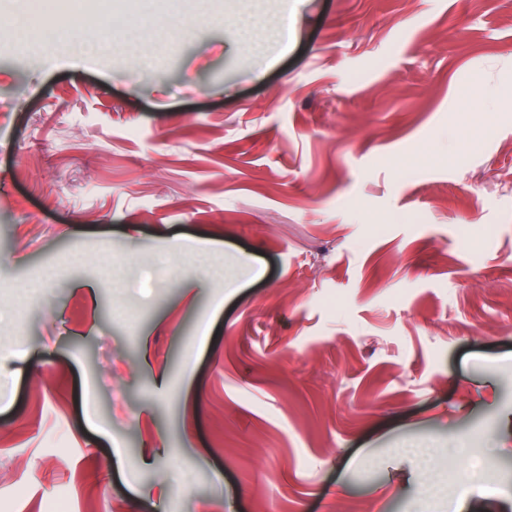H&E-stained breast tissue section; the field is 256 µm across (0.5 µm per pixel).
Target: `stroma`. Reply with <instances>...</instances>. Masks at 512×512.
Instances as JSON below:
<instances>
[{"instance_id": "35a3bbf8", "label": "stroma", "mask_w": 512, "mask_h": 512, "mask_svg": "<svg viewBox=\"0 0 512 512\" xmlns=\"http://www.w3.org/2000/svg\"><path fill=\"white\" fill-rule=\"evenodd\" d=\"M248 11L0 0V512H512V0ZM226 24L235 29L240 46L248 50L255 46V34L261 27L260 21L256 19L243 21L237 18H229L226 19Z\"/></svg>"}]
</instances>
